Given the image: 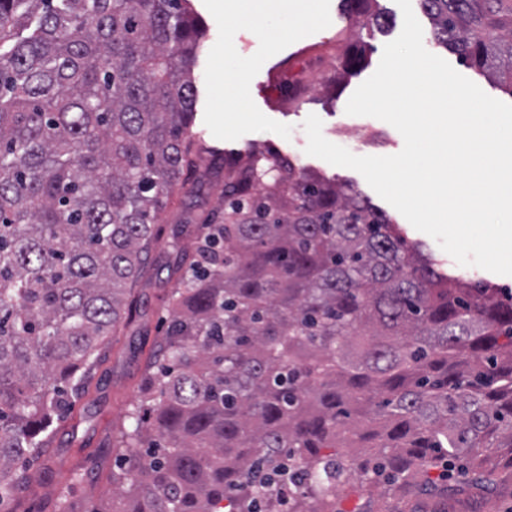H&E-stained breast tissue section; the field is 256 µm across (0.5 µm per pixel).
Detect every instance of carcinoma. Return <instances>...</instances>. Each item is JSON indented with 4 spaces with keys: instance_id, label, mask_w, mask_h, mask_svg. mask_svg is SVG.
Segmentation results:
<instances>
[{
    "instance_id": "obj_1",
    "label": "carcinoma",
    "mask_w": 512,
    "mask_h": 512,
    "mask_svg": "<svg viewBox=\"0 0 512 512\" xmlns=\"http://www.w3.org/2000/svg\"><path fill=\"white\" fill-rule=\"evenodd\" d=\"M474 68L512 0H420ZM189 0H0V509L31 482L202 162ZM177 287L94 512H340L336 486L488 502L512 480V305L353 187L267 153L176 224Z\"/></svg>"
}]
</instances>
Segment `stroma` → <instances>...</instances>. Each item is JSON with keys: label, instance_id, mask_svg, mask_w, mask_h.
<instances>
[{"label": "stroma", "instance_id": "stroma-1", "mask_svg": "<svg viewBox=\"0 0 512 512\" xmlns=\"http://www.w3.org/2000/svg\"><path fill=\"white\" fill-rule=\"evenodd\" d=\"M206 35L195 67L198 95L193 130L205 159L244 157L273 151L297 166L331 181L352 183L375 208L385 212L436 262L439 271L496 285L504 302L512 303V276L475 266H462L427 234L416 230L383 200L357 171L337 167L306 154L303 122L316 114L330 142L358 156H387L404 142L390 124L368 116H351L345 107L354 90L376 70L386 43L398 37L403 15L395 0H372L369 9L383 13L384 24L351 27L340 0H304V26L278 15L273 0H191ZM363 48L365 60L347 71L345 58ZM224 205V179L208 173L201 183L179 196L170 221ZM166 250H152L147 273L128 293L139 315L120 326L105 360L93 373L87 395L56 425L51 457L35 462L31 485L17 512H54L57 496L72 490L78 512L91 502L113 495L106 470L113 465L112 429L121 424L138 394L147 351L161 341L163 295L171 290ZM85 468L83 482L70 486L73 470Z\"/></svg>", "mask_w": 512, "mask_h": 512}]
</instances>
